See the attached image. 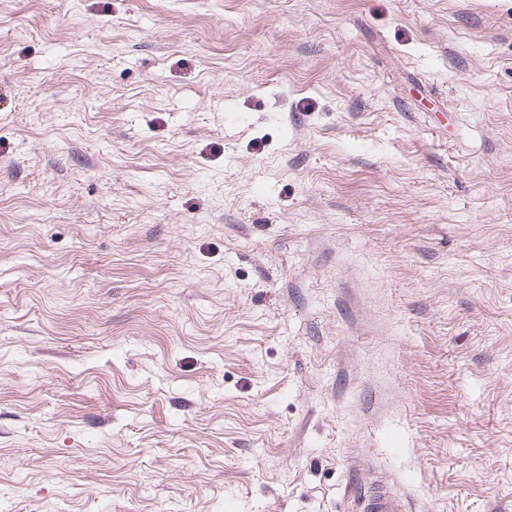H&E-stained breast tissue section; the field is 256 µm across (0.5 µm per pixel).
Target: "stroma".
<instances>
[{
  "label": "stroma",
  "mask_w": 512,
  "mask_h": 512,
  "mask_svg": "<svg viewBox=\"0 0 512 512\" xmlns=\"http://www.w3.org/2000/svg\"><path fill=\"white\" fill-rule=\"evenodd\" d=\"M512 512V0H0V512ZM354 504L356 512H409L405 498L375 480L354 494Z\"/></svg>",
  "instance_id": "obj_1"
}]
</instances>
